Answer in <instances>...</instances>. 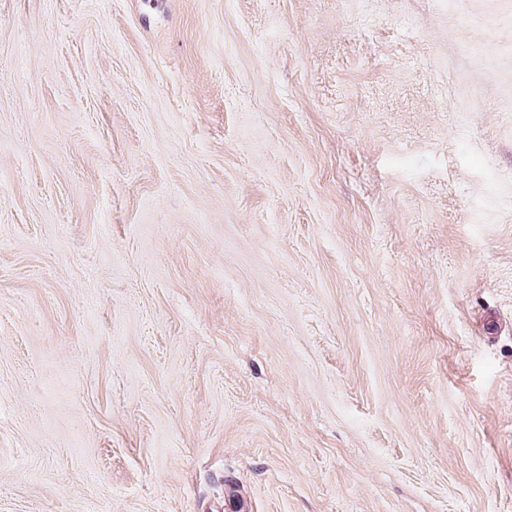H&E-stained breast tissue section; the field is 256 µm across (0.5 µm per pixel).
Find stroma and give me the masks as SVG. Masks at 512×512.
<instances>
[{
	"mask_svg": "<svg viewBox=\"0 0 512 512\" xmlns=\"http://www.w3.org/2000/svg\"><path fill=\"white\" fill-rule=\"evenodd\" d=\"M230 486L512 512V0H0V512Z\"/></svg>",
	"mask_w": 512,
	"mask_h": 512,
	"instance_id": "obj_1",
	"label": "stroma"
}]
</instances>
